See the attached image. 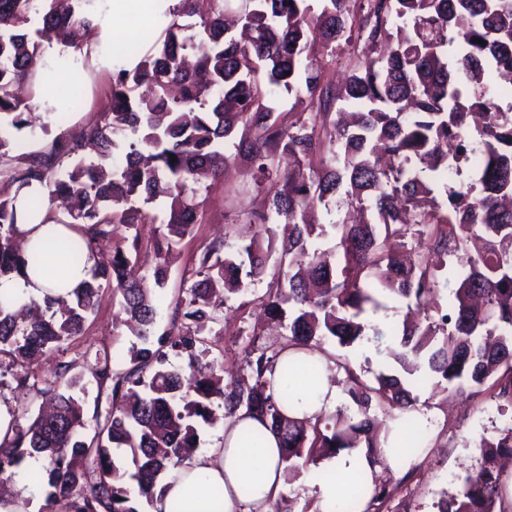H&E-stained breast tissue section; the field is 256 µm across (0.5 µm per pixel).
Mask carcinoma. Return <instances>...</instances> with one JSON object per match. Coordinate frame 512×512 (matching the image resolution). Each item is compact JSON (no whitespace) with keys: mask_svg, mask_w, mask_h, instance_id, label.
Wrapping results in <instances>:
<instances>
[{"mask_svg":"<svg viewBox=\"0 0 512 512\" xmlns=\"http://www.w3.org/2000/svg\"><path fill=\"white\" fill-rule=\"evenodd\" d=\"M201 1L208 8L200 21L180 23ZM93 7L94 0H0V177L38 182L51 203L62 204L54 221L76 225L79 234L49 238L25 258L15 199L1 196L0 276L28 263L49 272L57 257L76 266L112 252L69 298L0 302V357L17 370L22 394L13 433L0 441V480L40 458L49 487L44 512L59 499L68 512H140L193 455L201 422L241 411L267 422L281 438L291 479L325 456L359 448L371 470L387 467L370 416L375 407L400 411L398 458L418 454L424 436L410 412L420 386L480 393L491 381L512 399V106L503 110L491 83L495 72L512 73V0H178L139 64L112 71L111 100L96 122L40 151H19L16 133L36 135L30 106L14 94L34 73L36 37L61 33L65 46L82 50L95 31ZM360 39L364 59L338 87L324 59ZM189 50L196 54L191 68ZM272 86L307 95L311 112L292 118L276 111ZM338 101L354 109L353 119L334 121L329 131ZM128 129L142 131L140 140L122 142ZM229 146L249 159L253 187L267 190L265 211L241 205L236 212L260 229L232 252L222 239L203 245L171 331L156 339L168 257L204 205L193 183L203 174L221 178ZM474 153L469 182L448 190V174ZM159 199L167 208L155 242L160 262L144 270L137 226L156 222ZM344 204L358 210L357 223L306 220L319 206L329 213ZM395 233L408 239L402 246L412 259L389 247ZM279 237L288 241V263L271 266ZM330 237L334 245H318ZM469 244L444 309L439 272ZM267 275L263 318L288 322V334L269 344L256 321L234 339L242 344L240 366L223 370L204 360L202 327L218 322L221 308L210 285L224 282L228 301L243 279ZM104 287L121 297L122 325L140 345L118 371L108 350L96 351V383L110 391L112 407L89 420L71 364H58L43 387L30 378L44 355L83 333ZM391 302L425 319L403 327L383 351L404 376L381 373L371 382L338 361L348 405L313 421L285 416L282 398L320 374L310 358L318 346L362 343L371 317ZM166 347L186 355V365L169 363ZM288 348L305 356L282 365L285 387L277 391L267 374ZM30 395L50 411L30 414ZM123 447L132 472L114 458ZM501 457L512 458V427L482 440L478 465L439 512H512ZM394 492L377 475L369 484L355 473L342 508L363 503V512H380Z\"/></svg>","mask_w":512,"mask_h":512,"instance_id":"cac0c4a2","label":"carcinoma"}]
</instances>
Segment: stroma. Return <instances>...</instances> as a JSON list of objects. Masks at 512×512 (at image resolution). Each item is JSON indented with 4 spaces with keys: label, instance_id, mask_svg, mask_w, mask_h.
Here are the masks:
<instances>
[{
    "label": "stroma",
    "instance_id": "obj_1",
    "mask_svg": "<svg viewBox=\"0 0 512 512\" xmlns=\"http://www.w3.org/2000/svg\"><path fill=\"white\" fill-rule=\"evenodd\" d=\"M111 92L108 75L94 77L82 90L81 108L67 112L63 125L53 126L52 134L72 133L94 122L100 115ZM205 203L192 233L184 237L173 254L170 275L166 287L160 291L157 302V332H165L171 326L173 301L190 280L195 262L203 245L212 238L223 235L228 245H236L239 236L251 235L253 226L232 224L234 205L224 197V184L217 182L204 190ZM268 288L267 281H244L242 292L236 300L240 309H224L223 321L209 325L203 332L211 358L232 365L241 359L240 350L232 340L240 328L252 319L255 305ZM119 300L111 289H103L98 310L86 322L80 336L74 337L64 349L41 358L34 368L38 380L49 379L58 363L69 362L74 373L83 377L85 409L93 416L108 411L111 400L107 393L99 391L92 373L96 367L95 352L107 348L116 369L127 367L129 350L135 338L119 325L116 314ZM406 309L403 305L380 313L375 322L381 332L378 341L354 348L340 349L334 342H326L322 349L328 358L345 355L353 369L364 379L392 371L393 366L379 355L378 347L392 341L396 327L401 326ZM418 411L427 416L428 449L417 455L411 466L403 471L380 470L381 479L394 485L396 491L383 507V512H437L438 501L454 493L460 480L471 469L479 455V445L497 430L512 423V409L502 412L498 402L489 393L467 396L454 391H418ZM334 459L320 460L318 465L295 478L287 486L285 501L280 502L281 512H316L319 488L325 476L333 474Z\"/></svg>",
    "mask_w": 512,
    "mask_h": 512
}]
</instances>
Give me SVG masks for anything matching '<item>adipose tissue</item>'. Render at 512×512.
<instances>
[{
	"instance_id": "obj_1",
	"label": "adipose tissue",
	"mask_w": 512,
	"mask_h": 512,
	"mask_svg": "<svg viewBox=\"0 0 512 512\" xmlns=\"http://www.w3.org/2000/svg\"><path fill=\"white\" fill-rule=\"evenodd\" d=\"M174 2L97 0V29L89 42L92 63L105 68L116 64L135 67L140 57L126 51L124 32L136 22L153 28L157 14ZM41 61L33 100L43 122L51 124L65 105L67 93L81 85L84 70L75 59H60L58 49L51 43L45 44ZM11 194L18 212L17 232L26 246L66 234V226L46 222L50 205H43L35 213L28 209L29 198L44 194L40 184L12 187ZM55 264L58 274L53 278L34 271L24 277L0 278V297L40 300L48 295L64 296L89 277L84 267L67 266L60 258ZM340 400L339 387L324 370L316 383L302 387L298 399L285 403L284 408L286 415L313 418L335 408ZM247 431L261 434L260 446H247L243 440ZM366 467L362 456H341L336 462L335 480L320 488V512H335L337 503L346 496V476ZM166 483V491L155 496L151 512H173L177 503L182 512H269L270 503L285 489L278 438L258 419L238 414L225 422L223 439L208 455L187 461L167 477Z\"/></svg>"
}]
</instances>
